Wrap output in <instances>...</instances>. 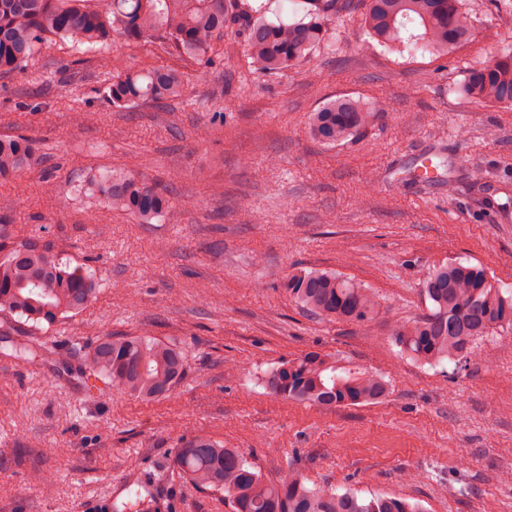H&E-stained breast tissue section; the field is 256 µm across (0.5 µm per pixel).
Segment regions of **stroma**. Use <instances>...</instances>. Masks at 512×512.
<instances>
[{
	"mask_svg": "<svg viewBox=\"0 0 512 512\" xmlns=\"http://www.w3.org/2000/svg\"><path fill=\"white\" fill-rule=\"evenodd\" d=\"M355 2L339 0L310 57L271 76L230 28L207 67L159 37L67 39L0 75V135L34 138L40 158L5 189L10 242L98 281L84 311L49 324L0 312V512H116L139 497L154 512H232L175 463L200 431L271 482L294 467L308 486L422 512H512V334L438 363L392 339L431 310L421 280L435 264L480 266L512 289V105L464 91L512 52V0H462L474 35L445 56L378 44ZM117 65L180 69L186 96L112 106ZM344 97L377 119L336 146L311 140L309 114ZM421 154L444 180L414 179ZM114 169L157 183L178 221L108 208L88 183ZM310 268L373 289L379 313L308 314L283 283ZM144 331L185 354L172 395L145 404L104 377L86 392L84 352ZM310 350L382 374L388 396L325 409L271 395L269 375Z\"/></svg>",
	"mask_w": 512,
	"mask_h": 512,
	"instance_id": "obj_1",
	"label": "stroma"
}]
</instances>
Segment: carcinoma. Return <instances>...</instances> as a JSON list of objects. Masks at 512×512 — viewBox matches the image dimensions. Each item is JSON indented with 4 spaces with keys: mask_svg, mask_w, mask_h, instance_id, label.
<instances>
[{
    "mask_svg": "<svg viewBox=\"0 0 512 512\" xmlns=\"http://www.w3.org/2000/svg\"><path fill=\"white\" fill-rule=\"evenodd\" d=\"M305 2L311 9L302 18L274 23L265 18L266 4L254 6L248 0H0V74L21 69L36 50L56 38L104 47L116 37L141 40L158 31L184 55L209 64L212 39L232 27L255 72L273 75L310 56L325 19L336 13V0ZM360 19L379 42L407 40L436 54L467 42L472 32L461 0H366ZM409 25L417 33L405 39L401 33ZM186 87L187 79L177 69L127 72L112 79L107 97L115 106L172 101L181 98ZM466 92L479 102L511 104L512 54L473 70ZM370 118L365 105L341 98L311 114L308 134L321 144L338 145L357 135ZM35 159L32 138L0 136V184L25 173ZM93 186L112 208L128 212L141 224L176 216L162 189L143 176L114 171ZM284 287L303 310L327 321L365 322L379 308L371 289L322 269L300 270L288 276ZM421 287L433 310L393 333L402 351L418 360H466L475 337L512 327V290L503 293L480 266L434 265ZM96 294L93 274L69 272L43 251L17 245L0 256V312L50 323L82 312ZM87 365L147 403L167 397L186 369L179 346L145 333L102 337L89 351ZM267 386L276 396L325 408L378 403L389 394L388 383L378 373L340 367L336 359L317 351L277 368ZM176 461L196 486L224 493L232 512H420L397 497L363 500L329 488H310L292 469L271 484L253 471L240 449L226 448L205 434L184 441Z\"/></svg>",
    "mask_w": 512,
    "mask_h": 512,
    "instance_id": "carcinoma-1",
    "label": "carcinoma"
}]
</instances>
